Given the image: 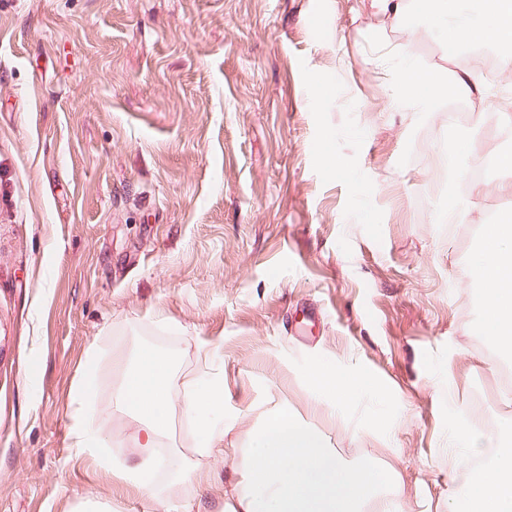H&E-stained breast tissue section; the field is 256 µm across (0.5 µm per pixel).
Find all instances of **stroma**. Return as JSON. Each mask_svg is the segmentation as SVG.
Masks as SVG:
<instances>
[{"label":"stroma","mask_w":512,"mask_h":512,"mask_svg":"<svg viewBox=\"0 0 512 512\" xmlns=\"http://www.w3.org/2000/svg\"><path fill=\"white\" fill-rule=\"evenodd\" d=\"M405 54L487 91L428 85L416 111L394 78ZM496 55L368 0H0V512H150L155 494L228 512L279 402L391 475L364 512H448L478 472L451 428L490 420L512 451L497 364L512 350H481L474 276L512 168L465 176L512 154V62ZM452 203L465 234L437 219ZM144 348L171 360L179 403L149 491L70 446L86 376L92 429L113 458L139 455L142 422L114 394ZM320 366L356 380L352 403L310 386ZM191 379L224 384L207 451L181 406ZM448 82L455 92L460 91L468 97L481 96L484 93L483 87L474 79L468 69L452 74L448 78Z\"/></svg>","instance_id":"1"}]
</instances>
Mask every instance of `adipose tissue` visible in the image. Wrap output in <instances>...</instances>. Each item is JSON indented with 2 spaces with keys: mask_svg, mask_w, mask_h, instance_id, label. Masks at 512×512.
I'll return each instance as SVG.
<instances>
[{
  "mask_svg": "<svg viewBox=\"0 0 512 512\" xmlns=\"http://www.w3.org/2000/svg\"><path fill=\"white\" fill-rule=\"evenodd\" d=\"M448 42L461 49L474 43L495 46L503 56L512 55V0H482L480 11L464 14L456 0H434ZM485 311L493 324L494 343L512 349V213L486 225L481 258L476 266ZM170 360L158 352L143 350L115 394L117 406L138 413L143 419V447H155L165 434L177 404L168 387ZM92 395L88 380L73 389L71 438L76 456L88 457L119 474L127 482L144 486L146 475L155 467L152 456L134 462H113L106 442L87 422ZM185 404L199 421L202 445L214 447L218 436L211 428L215 416L224 412V388L215 382L192 381ZM448 512H512V452L498 455L492 466L474 481L464 500H452Z\"/></svg>",
  "mask_w": 512,
  "mask_h": 512,
  "instance_id": "1",
  "label": "adipose tissue"
}]
</instances>
